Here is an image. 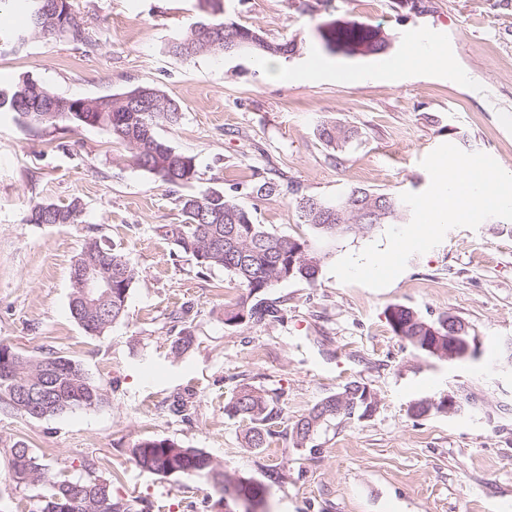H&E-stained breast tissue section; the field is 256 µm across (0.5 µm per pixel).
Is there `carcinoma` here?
<instances>
[{
    "mask_svg": "<svg viewBox=\"0 0 512 512\" xmlns=\"http://www.w3.org/2000/svg\"><path fill=\"white\" fill-rule=\"evenodd\" d=\"M29 34H48L69 43L84 44L87 36L83 22L69 0H28ZM200 18L174 37L169 52L181 58L203 54H226L249 50L261 58L288 59L303 52L304 41L269 40L258 31L224 18L221 0H199ZM324 48L346 54L364 51L369 56L386 53L387 34L378 26L337 21L328 29L317 27ZM27 34V35H29ZM27 35L13 36L21 46ZM12 112L28 129L65 127L69 124L89 125L100 121L114 140L125 145L139 168L155 175L172 187L192 184L197 179L195 158L177 151L160 136L159 129L174 126L182 118L180 105L163 91L137 86L117 97L88 99L84 112L72 111L66 98L45 85L26 77L14 85L0 89V112ZM352 131L338 125L324 124L319 137L328 144L345 141ZM183 216L179 224H164L162 234L175 245L176 256L195 261L198 273L214 268L230 272L236 287L243 290L240 300L224 310V323L240 324L246 320H284L282 310L268 303L266 292L287 280L313 282L322 268L323 256L312 250L307 241L287 238L269 232L254 221L252 213L232 196L217 188L177 198ZM374 207L382 212L381 223L396 222L406 217L407 206L400 197L389 193L353 189L329 202L314 197L301 198L298 207L304 223L322 236H340L350 232L369 233L376 225L364 218L363 210ZM82 203L73 199L66 205L36 203L30 208L31 224H80ZM93 262L112 275V299L95 308L86 307L78 287L77 270L81 264ZM138 271L126 255L108 240L91 238L71 267L69 312L73 320L90 336L104 335L112 324L126 316L130 288ZM386 318L395 333L419 354L444 359L448 350V314L426 321L410 307L393 304ZM106 399L104 389L91 381L82 369L65 356L35 358L22 356L0 343V405L29 419H43L76 409H92ZM273 400L246 384L224 405V413L250 423L247 443L251 448H266L272 437L271 424L278 418ZM370 404L365 399L363 383L350 381L342 391L322 399L298 419L291 428L295 447H305L318 428L330 419H364ZM13 481L17 486L49 485L32 512H59L63 505L69 512H137L133 499L117 496L113 480L100 476L77 480H51L48 465L40 461L23 440L10 445ZM133 461L141 470L187 479L205 477L220 493L224 503L228 490L232 500L255 498L265 487L251 477H228L223 465L198 448H185L158 437L140 439L132 449Z\"/></svg>",
    "mask_w": 512,
    "mask_h": 512,
    "instance_id": "cac0c4a2",
    "label": "carcinoma"
}]
</instances>
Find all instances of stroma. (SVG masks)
Segmentation results:
<instances>
[{"mask_svg":"<svg viewBox=\"0 0 512 512\" xmlns=\"http://www.w3.org/2000/svg\"><path fill=\"white\" fill-rule=\"evenodd\" d=\"M23 2L0 5L1 87L29 76L67 98L160 89L182 108L180 122L160 134L195 156L194 190L235 192L256 223L308 240L325 259L317 282L268 291L283 321L227 325L224 307L242 294L231 275H199L158 230L180 222L183 188L135 166L106 130L31 131L0 112V342L25 356H67L106 394L96 408L39 420L0 408V512H30L47 492L16 487V440L51 477L114 478L144 512H216L219 495L207 479L135 466L131 450L144 436L202 449L229 474L264 484L257 512H512V358L504 348L512 342V221L453 228L373 290L341 283L331 268L385 244L386 226L322 238L297 207L304 197L332 201L355 188L423 192L430 176L421 161L443 143L487 153L512 173V0H422L420 12L399 0H223L227 20L305 41L302 55L264 67L247 51L169 54V41L198 17V0H70L90 46L33 36L15 50L6 39L27 25ZM334 20L380 26L393 47L370 57L328 53L317 27ZM424 35L442 46L445 62L407 65ZM323 124L356 136L326 144ZM270 179L275 196L249 193ZM75 198L85 223L26 220L32 203ZM100 236L139 275L126 317L93 338L70 316V269L85 241ZM393 304L427 320L458 317L477 358L419 355L394 335L385 316ZM184 328L194 344L178 356L172 341ZM353 380L373 391L372 415L332 420L307 447H294L297 419ZM245 383L277 401L268 447H248L247 422L224 413ZM447 394L469 399V410L411 416L416 401ZM178 396L186 414L170 409Z\"/></svg>","mask_w":512,"mask_h":512,"instance_id":"35a3bbf8","label":"stroma"}]
</instances>
